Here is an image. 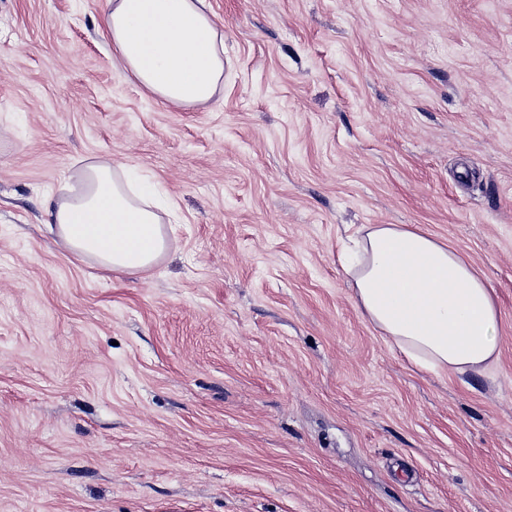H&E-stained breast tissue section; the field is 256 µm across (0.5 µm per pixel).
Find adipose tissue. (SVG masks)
Here are the masks:
<instances>
[{"mask_svg":"<svg viewBox=\"0 0 512 512\" xmlns=\"http://www.w3.org/2000/svg\"><path fill=\"white\" fill-rule=\"evenodd\" d=\"M105 35L141 87L175 108L209 104L224 84V36L207 0H109ZM169 204L132 187L110 162L84 166L54 213L61 245L111 272L151 269L166 253ZM354 301L363 317L420 369L461 376L499 357L495 292L448 245L396 224L364 229Z\"/></svg>","mask_w":512,"mask_h":512,"instance_id":"ef3b65f1","label":"adipose tissue"}]
</instances>
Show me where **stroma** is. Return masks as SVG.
I'll return each instance as SVG.
<instances>
[{
    "label": "stroma",
    "instance_id": "1",
    "mask_svg": "<svg viewBox=\"0 0 512 512\" xmlns=\"http://www.w3.org/2000/svg\"><path fill=\"white\" fill-rule=\"evenodd\" d=\"M224 86L147 95L108 0H0V512H512V0H208ZM177 219L149 272L52 230L85 161ZM367 224L495 289L482 374L354 303Z\"/></svg>",
    "mask_w": 512,
    "mask_h": 512
}]
</instances>
